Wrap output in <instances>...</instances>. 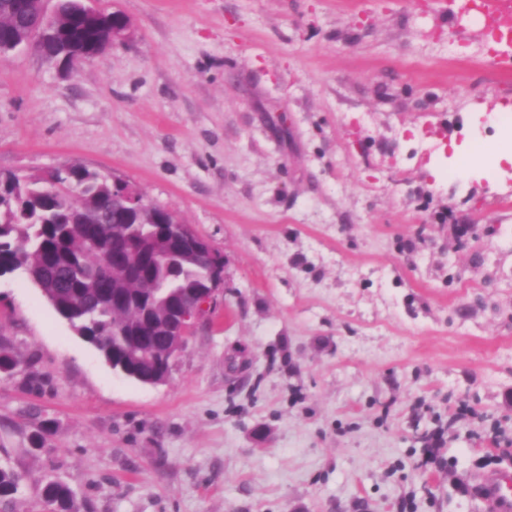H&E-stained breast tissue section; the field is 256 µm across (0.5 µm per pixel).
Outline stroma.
Instances as JSON below:
<instances>
[{
  "instance_id": "obj_1",
  "label": "stroma",
  "mask_w": 512,
  "mask_h": 512,
  "mask_svg": "<svg viewBox=\"0 0 512 512\" xmlns=\"http://www.w3.org/2000/svg\"><path fill=\"white\" fill-rule=\"evenodd\" d=\"M126 38L73 71L0 58V177L76 163L136 185L225 260L168 381L105 364L0 276V465L16 512H488L512 470V163L448 166L512 70L448 0H85ZM467 404L472 413L452 412ZM448 431L447 467L420 466ZM22 481L20 474L13 469L0 465V511L14 512V495ZM475 496L486 501L493 512L512 511V472L502 471L474 487ZM44 501L53 506V512H81L71 488L60 481L50 480L41 490Z\"/></svg>"
}]
</instances>
